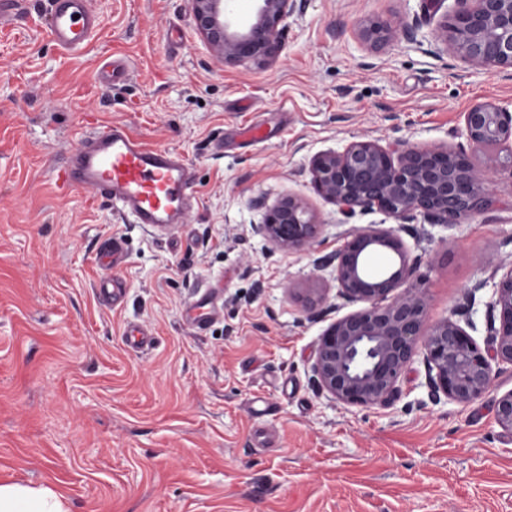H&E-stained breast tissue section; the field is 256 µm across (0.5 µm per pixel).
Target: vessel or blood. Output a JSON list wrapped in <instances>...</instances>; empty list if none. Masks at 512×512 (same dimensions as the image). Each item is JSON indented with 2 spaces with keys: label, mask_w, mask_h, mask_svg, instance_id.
I'll return each mask as SVG.
<instances>
[{
  "label": "vessel or blood",
  "mask_w": 512,
  "mask_h": 512,
  "mask_svg": "<svg viewBox=\"0 0 512 512\" xmlns=\"http://www.w3.org/2000/svg\"><path fill=\"white\" fill-rule=\"evenodd\" d=\"M99 25L91 0H48L46 32L59 48L84 47ZM129 75L127 62L118 57L95 73L109 87ZM67 176L73 188L93 191L133 223L158 229L181 223L196 198L194 171L185 158L173 149L148 144L122 122L83 137Z\"/></svg>",
  "instance_id": "vessel-or-blood-1"
}]
</instances>
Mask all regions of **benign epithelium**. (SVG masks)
<instances>
[{"mask_svg": "<svg viewBox=\"0 0 512 512\" xmlns=\"http://www.w3.org/2000/svg\"><path fill=\"white\" fill-rule=\"evenodd\" d=\"M255 20L239 27L224 0H192L196 31L226 65L263 67L276 55L285 22L297 0H257ZM453 21H443L439 50H453L463 61L512 70V0H456ZM362 39L373 48L413 38L407 25L373 22ZM462 136L478 146L506 151L512 168V112L493 103H477L463 113ZM312 184L324 199L347 215L377 209L396 220L418 215L433 224H459L494 204L488 176L471 164L463 146L415 145L398 141L382 146L353 141L341 151H324L311 161ZM275 246L312 245L320 231L306 203L283 199L259 225ZM390 251L398 264L385 274L369 270L370 257ZM325 264L333 267L340 293L364 307L332 323L324 332L313 363L319 387L351 406L390 402L398 382L417 353L433 375L430 397L468 404L488 393L494 382L492 361L512 365V267L495 284L488 325L491 346H478L453 317L426 324V299L411 287L416 267L394 230L356 227ZM498 424L512 432V391L496 399Z\"/></svg>", "mask_w": 512, "mask_h": 512, "instance_id": "7a95c632", "label": "benign epithelium"}]
</instances>
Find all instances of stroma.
<instances>
[{
    "mask_svg": "<svg viewBox=\"0 0 512 512\" xmlns=\"http://www.w3.org/2000/svg\"><path fill=\"white\" fill-rule=\"evenodd\" d=\"M93 2L101 26L78 52L46 38L44 0L0 25V482L53 487L69 512H512V432L495 416L512 365L494 364L491 393L467 405L431 401L420 355L385 406L338 403L312 371L324 330L361 308L318 266L355 226L395 230L429 322L452 315L490 340L493 286L512 267L500 148L465 145L496 203L459 224L344 215L310 173L353 141L464 145L478 102L512 111V72L437 52L455 0H299L262 68L218 63L191 0ZM372 21L416 38L370 47ZM112 56L131 74L110 88L95 72ZM110 121L193 166L184 223L133 224L62 184L79 140ZM289 196L321 225L290 251L257 230ZM115 238L126 293L112 304L96 284ZM131 323L149 345H127Z\"/></svg>",
    "mask_w": 512,
    "mask_h": 512,
    "instance_id": "stroma-1",
    "label": "stroma"
}]
</instances>
